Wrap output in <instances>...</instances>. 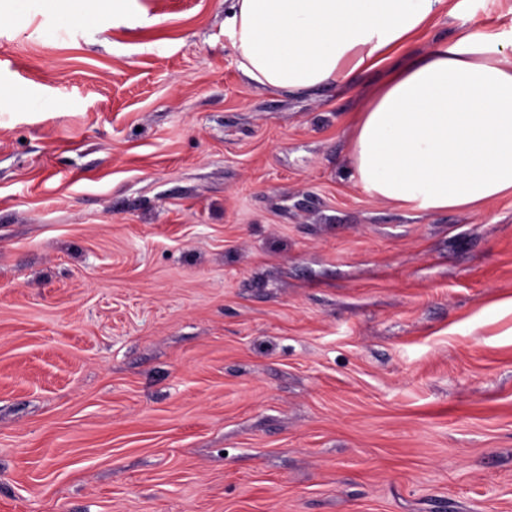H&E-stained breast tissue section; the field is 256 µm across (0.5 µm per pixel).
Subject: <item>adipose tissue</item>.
Wrapping results in <instances>:
<instances>
[{"instance_id": "1", "label": "adipose tissue", "mask_w": 512, "mask_h": 512, "mask_svg": "<svg viewBox=\"0 0 512 512\" xmlns=\"http://www.w3.org/2000/svg\"><path fill=\"white\" fill-rule=\"evenodd\" d=\"M448 0H233L241 72L272 91L348 86L377 68L350 118L352 176L412 210H474L512 194V29L408 55Z\"/></svg>"}]
</instances>
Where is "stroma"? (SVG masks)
I'll use <instances>...</instances> for the list:
<instances>
[{"label": "stroma", "mask_w": 512, "mask_h": 512, "mask_svg": "<svg viewBox=\"0 0 512 512\" xmlns=\"http://www.w3.org/2000/svg\"><path fill=\"white\" fill-rule=\"evenodd\" d=\"M231 4L0 0V512H512V195L369 194L384 71L269 92Z\"/></svg>", "instance_id": "35a3bbf8"}]
</instances>
